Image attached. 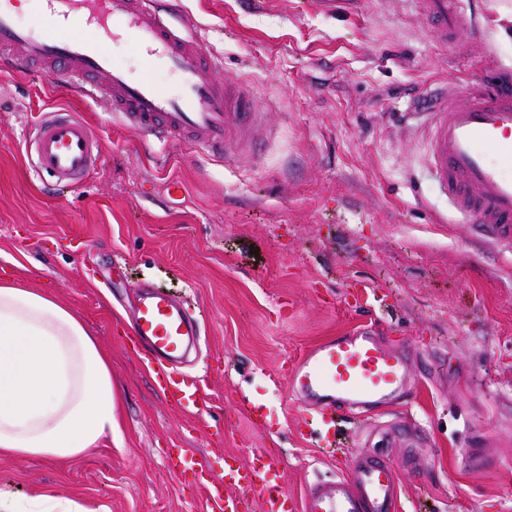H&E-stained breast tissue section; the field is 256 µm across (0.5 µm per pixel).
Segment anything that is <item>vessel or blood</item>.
<instances>
[{
	"instance_id": "1",
	"label": "vessel or blood",
	"mask_w": 512,
	"mask_h": 512,
	"mask_svg": "<svg viewBox=\"0 0 512 512\" xmlns=\"http://www.w3.org/2000/svg\"><path fill=\"white\" fill-rule=\"evenodd\" d=\"M31 23H21L9 0H0V60L24 70L66 75L80 93L107 97L122 124L144 137L169 143L184 140L213 159L235 146L252 144L258 103L244 83H219L213 70L220 56L207 53L191 29H176L157 0H39ZM425 15L440 36L466 26L464 0H424ZM85 23L99 36L90 40L62 34ZM127 36L136 51L179 77L169 92L148 75L132 76L116 66L103 41ZM425 134L428 172L452 208L483 234L512 238V85L488 82L466 90L438 87L415 114ZM34 168L56 184L85 178L99 158V143L74 112H45L28 137ZM132 330L148 350L152 373L169 399L192 415L208 402L197 376L181 371L184 353L200 326L179 297L142 283ZM298 399L317 404L319 424L304 435L326 447L339 440L338 414L354 398L384 401L400 397L411 378L410 354L371 328L325 340L278 374ZM281 456L261 453L249 469L225 465L214 472L209 460L180 452L177 470L192 472L205 490L206 512H243L237 492L261 494L267 512H398L401 488L391 462L355 456L348 475L309 484L301 496L285 493L270 475Z\"/></svg>"
}]
</instances>
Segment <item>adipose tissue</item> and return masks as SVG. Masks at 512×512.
I'll return each instance as SVG.
<instances>
[{"label":"adipose tissue","instance_id":"ef3b65f1","mask_svg":"<svg viewBox=\"0 0 512 512\" xmlns=\"http://www.w3.org/2000/svg\"><path fill=\"white\" fill-rule=\"evenodd\" d=\"M110 362L79 316L48 293L0 281V457L71 459L122 445ZM0 512H86L0 485Z\"/></svg>","mask_w":512,"mask_h":512}]
</instances>
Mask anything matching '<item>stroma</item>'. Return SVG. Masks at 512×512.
<instances>
[{
    "mask_svg": "<svg viewBox=\"0 0 512 512\" xmlns=\"http://www.w3.org/2000/svg\"><path fill=\"white\" fill-rule=\"evenodd\" d=\"M169 2L222 56L217 79L255 94L254 158L143 140L66 77L0 68V277L83 319L110 359L124 437L66 461L0 459V484L91 512H202L204 491L170 468L171 449L218 472L230 456L247 465L279 454L281 487L295 495L335 477L345 457L381 453L400 466V512H512V243L475 234L449 209L426 171L423 131L397 119L432 86L512 75V41L489 24L496 0H469L477 30L446 42L421 0ZM106 48L131 74L176 90V76L126 40ZM57 108L80 114L101 142L97 167L59 196L24 145L40 113ZM172 181L180 197L169 196ZM140 280L194 302L204 417L163 395L127 329ZM361 284L387 313L356 305ZM361 326L408 348L413 377L405 397L347 410V445L331 453L300 437L314 409L274 378ZM469 448L494 468L464 466Z\"/></svg>",
    "mask_w": 512,
    "mask_h": 512,
    "instance_id": "1",
    "label": "stroma"
}]
</instances>
